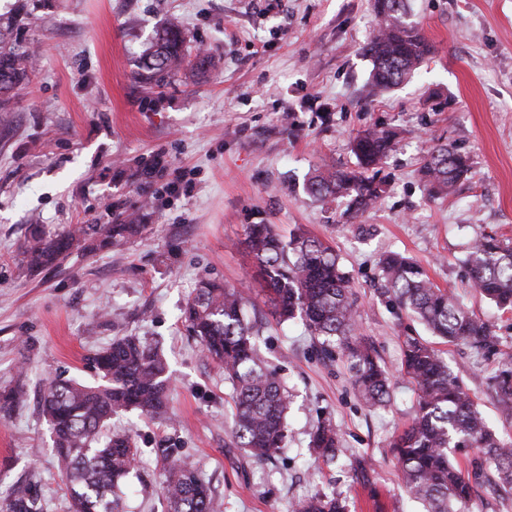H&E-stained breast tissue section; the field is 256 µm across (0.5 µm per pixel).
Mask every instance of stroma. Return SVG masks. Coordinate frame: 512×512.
Here are the masks:
<instances>
[{
	"instance_id": "stroma-1",
	"label": "stroma",
	"mask_w": 512,
	"mask_h": 512,
	"mask_svg": "<svg viewBox=\"0 0 512 512\" xmlns=\"http://www.w3.org/2000/svg\"><path fill=\"white\" fill-rule=\"evenodd\" d=\"M371 4L0 0V20H22L17 39L30 56L26 84L0 111V391L19 394L0 413V500L30 488L42 512H70L41 394L55 379L98 382L91 357L134 336L163 350L173 392L169 420L131 411L110 424L134 433L140 450L127 512H166L163 448L197 468L221 512H288L318 489L341 494L349 512H422L389 448L415 406L397 373L412 321L389 303L378 261L397 252L422 265L512 351V312L481 297L464 265L481 235L512 237V0H409L435 53L378 96L364 54ZM171 21L186 59L160 86L141 84V54ZM375 126L400 132L378 172L377 206L349 218L345 201L311 199L309 174L353 166L351 140ZM437 144L472 162L446 199L429 198L419 175ZM133 218L146 230L120 247L76 249L40 271L23 261L33 229ZM259 223L301 228L336 250L361 333L394 373L390 402L365 406L341 352L325 357L300 321L272 319L242 245L246 225ZM203 281L247 299L263 355L291 395L285 446L271 461L232 447V386L180 321ZM442 350L490 428L512 441L491 364L462 345ZM324 419L341 444L328 465L309 447Z\"/></svg>"
}]
</instances>
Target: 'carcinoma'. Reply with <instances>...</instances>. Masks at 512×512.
Returning a JSON list of instances; mask_svg holds the SVG:
<instances>
[{"instance_id": "obj_1", "label": "carcinoma", "mask_w": 512, "mask_h": 512, "mask_svg": "<svg viewBox=\"0 0 512 512\" xmlns=\"http://www.w3.org/2000/svg\"><path fill=\"white\" fill-rule=\"evenodd\" d=\"M374 12L378 25L365 52L372 63L371 88L378 93L412 77L434 53V45L408 21V0H374ZM183 42L177 23L162 28L143 51L141 82L159 84L177 69L184 59ZM26 76V53L5 49L0 32V96L17 93ZM398 136L385 128L359 134L352 144L357 168L316 169L306 184L309 195L323 203L349 198L350 217L373 208L383 188L369 172L388 156ZM471 168L469 156L440 144L424 157L421 174L429 195L439 199L452 195ZM144 229L143 224H85L67 238L35 233L25 246L24 260L32 270L52 268L88 235L95 249L118 246ZM244 244L262 274L278 321L298 318L323 349L341 348L365 404L390 401L389 378L359 332L350 282L333 247L300 229L284 236L273 224L247 225ZM464 263L481 295L500 309L512 310V238L481 236ZM381 268L392 305L411 312L438 338L468 345L484 360L498 363L492 392L501 412L512 417V353L501 349L490 325L435 285L416 262L391 252L382 258ZM246 303L236 289L207 281L187 300L181 318L232 384L234 447L261 462L284 445L290 396L260 354L259 331L247 318ZM94 362L100 384L54 380L42 393L41 410L51 428L72 512H125L124 487L134 472L138 448L131 434L105 431L112 417L128 410L168 420L171 378L161 349L133 336L113 340ZM400 372L413 384L416 404L411 421L393 436L390 448L405 491L422 503L424 512H467L473 478L512 489V443L488 427L439 351L416 336H404ZM339 444L335 425H316L311 448L318 456L334 461ZM463 448L478 450L492 469L464 474L455 464ZM159 452L169 461L161 487L168 512H217L201 474L175 458L172 449ZM0 512H37V501L29 491L17 490L0 502ZM291 512H347V504L336 492L320 490L293 502Z\"/></svg>"}]
</instances>
